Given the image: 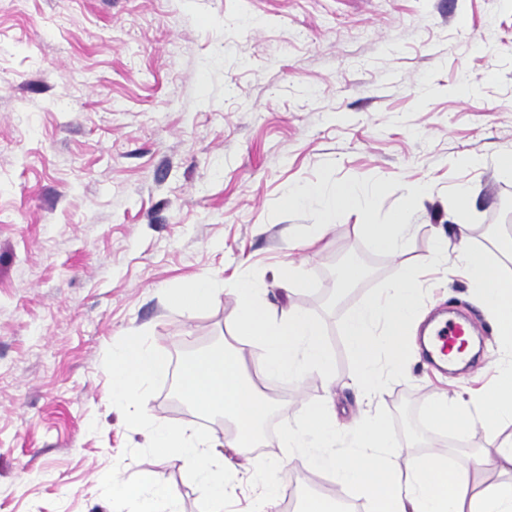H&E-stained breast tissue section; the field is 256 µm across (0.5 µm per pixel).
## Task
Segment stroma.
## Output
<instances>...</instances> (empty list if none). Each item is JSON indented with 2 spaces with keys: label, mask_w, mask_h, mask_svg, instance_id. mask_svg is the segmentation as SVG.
Masks as SVG:
<instances>
[{
  "label": "stroma",
  "mask_w": 512,
  "mask_h": 512,
  "mask_svg": "<svg viewBox=\"0 0 512 512\" xmlns=\"http://www.w3.org/2000/svg\"><path fill=\"white\" fill-rule=\"evenodd\" d=\"M509 154L512 0H0V512H112L100 481L117 461L122 478L155 473L181 512H199L179 465L123 459L147 438L111 405L102 361L134 331L174 366L231 338L244 268L258 270L270 313H317L336 358L332 379L290 384L247 364L282 405L256 451L280 460L281 491L328 484L278 438L329 393L337 421L379 420L404 463L433 453L473 469L495 432L477 423L450 442L428 404L493 389L507 355L469 281L430 259L444 237L451 265L474 251L512 275L494 233L512 226V179L498 168ZM338 183L370 204L328 229L320 210ZM419 184L426 195L410 197ZM396 212L410 230L386 252L362 227ZM349 257L361 274L344 288L336 271ZM289 263L304 280L291 290L278 278ZM405 267L419 280L414 337L468 316L480 360L452 372L417 349L369 401L344 326ZM203 275L223 288L215 304L190 313L169 301ZM174 381L148 414L207 425L242 512L254 487L248 459L225 445L233 424L201 421Z\"/></svg>",
  "instance_id": "1"
}]
</instances>
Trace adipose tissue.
<instances>
[{"instance_id": "obj_1", "label": "adipose tissue", "mask_w": 512, "mask_h": 512, "mask_svg": "<svg viewBox=\"0 0 512 512\" xmlns=\"http://www.w3.org/2000/svg\"><path fill=\"white\" fill-rule=\"evenodd\" d=\"M462 269L481 304L493 319L500 343L512 349V276L485 255L471 253ZM419 282L409 268L397 281L357 308L348 318L345 335L358 370L354 385L366 398L383 390L384 377L402 371L411 354L406 330L417 309ZM431 418L458 432L473 423L497 428L512 423V367L506 368L496 392L487 400L439 397L429 406ZM339 429L331 401L310 407L305 428L286 434L282 445L305 456L311 472L326 473L342 487L365 495V512H512V435L488 449L484 464L496 466L506 478L476 487L463 470L428 458L404 467L392 442L376 423L348 430L350 446L335 450ZM277 463L253 462L251 475L259 494L246 512H276L280 489Z\"/></svg>"}]
</instances>
